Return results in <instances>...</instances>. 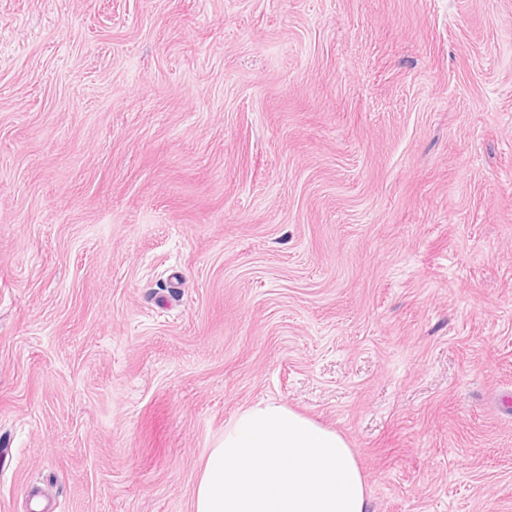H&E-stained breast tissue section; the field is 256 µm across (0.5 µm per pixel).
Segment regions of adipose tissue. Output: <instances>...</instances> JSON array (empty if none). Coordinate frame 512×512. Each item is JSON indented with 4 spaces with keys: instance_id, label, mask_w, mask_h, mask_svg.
Returning a JSON list of instances; mask_svg holds the SVG:
<instances>
[{
    "instance_id": "adipose-tissue-1",
    "label": "adipose tissue",
    "mask_w": 512,
    "mask_h": 512,
    "mask_svg": "<svg viewBox=\"0 0 512 512\" xmlns=\"http://www.w3.org/2000/svg\"><path fill=\"white\" fill-rule=\"evenodd\" d=\"M356 454L336 431L273 401L243 409L204 456L194 512H369Z\"/></svg>"
}]
</instances>
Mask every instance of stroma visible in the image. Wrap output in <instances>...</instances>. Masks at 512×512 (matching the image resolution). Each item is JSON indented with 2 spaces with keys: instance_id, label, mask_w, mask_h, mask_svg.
<instances>
[{
  "instance_id": "35a3bbf8",
  "label": "stroma",
  "mask_w": 512,
  "mask_h": 512,
  "mask_svg": "<svg viewBox=\"0 0 512 512\" xmlns=\"http://www.w3.org/2000/svg\"><path fill=\"white\" fill-rule=\"evenodd\" d=\"M261 400L512 512V0H0V512H192Z\"/></svg>"
}]
</instances>
